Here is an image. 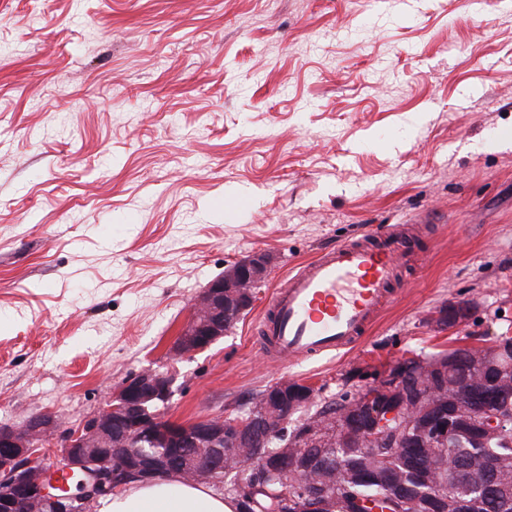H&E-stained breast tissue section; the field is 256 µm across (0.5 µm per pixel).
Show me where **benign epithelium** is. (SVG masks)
<instances>
[{"instance_id": "7a95c632", "label": "benign epithelium", "mask_w": 512, "mask_h": 512, "mask_svg": "<svg viewBox=\"0 0 512 512\" xmlns=\"http://www.w3.org/2000/svg\"><path fill=\"white\" fill-rule=\"evenodd\" d=\"M266 272L256 255L233 263L197 297L191 319L170 353L191 358L219 342L231 329V310H246ZM462 324L465 304L448 305L439 318ZM177 378L146 368L128 377L105 405L74 432L57 436L56 415L40 412L20 427L0 426V512H85L102 494L118 491L184 468L191 481L222 486L224 471L242 448V431L258 443L288 427L298 408L314 402V392L301 383L281 379L252 405L250 417L238 418L228 435V418L218 415L181 423L167 416ZM363 400L365 434L398 442L413 425L407 410V375L394 384L382 375L371 381ZM480 433L489 439L512 434V402H498L477 413ZM58 438L55 460L45 462L35 449Z\"/></svg>"}]
</instances>
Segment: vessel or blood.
<instances>
[{
	"mask_svg": "<svg viewBox=\"0 0 512 512\" xmlns=\"http://www.w3.org/2000/svg\"><path fill=\"white\" fill-rule=\"evenodd\" d=\"M413 251L397 225L337 242L275 289L260 333L274 360L294 362L354 347L388 303L398 267Z\"/></svg>",
	"mask_w": 512,
	"mask_h": 512,
	"instance_id": "vessel-or-blood-1",
	"label": "vessel or blood"
}]
</instances>
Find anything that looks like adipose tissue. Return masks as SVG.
Masks as SVG:
<instances>
[{"label":"adipose tissue","mask_w":512,"mask_h":512,"mask_svg":"<svg viewBox=\"0 0 512 512\" xmlns=\"http://www.w3.org/2000/svg\"><path fill=\"white\" fill-rule=\"evenodd\" d=\"M98 512H236V505L209 487L161 475L101 499Z\"/></svg>","instance_id":"obj_1"}]
</instances>
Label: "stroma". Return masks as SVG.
I'll use <instances>...</instances> for the list:
<instances>
[{
	"label": "stroma",
	"mask_w": 512,
	"mask_h": 512,
	"mask_svg": "<svg viewBox=\"0 0 512 512\" xmlns=\"http://www.w3.org/2000/svg\"><path fill=\"white\" fill-rule=\"evenodd\" d=\"M372 224L416 228L398 297L350 351L264 359L278 280ZM254 254L247 314L171 364ZM508 331L512 0H0V425L77 427L145 368L176 369L171 419L229 416ZM265 272V257L256 255L233 263L224 275L212 280L197 297L190 321L175 339L172 357L192 358L222 340L233 323L231 310L249 308Z\"/></svg>",
	"instance_id": "1"
}]
</instances>
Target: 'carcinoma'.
I'll return each mask as SVG.
<instances>
[{
	"mask_svg": "<svg viewBox=\"0 0 512 512\" xmlns=\"http://www.w3.org/2000/svg\"><path fill=\"white\" fill-rule=\"evenodd\" d=\"M455 353L453 387L438 383L433 370L421 373L414 427L406 445H383L372 459L362 451L364 435L345 427V420L361 405L363 391L342 388L328 400L297 411V417L306 421L323 418L321 429H302L312 433V448L303 456L280 455L276 450L290 438H275L266 448L275 471L250 469L239 476L234 490L238 512H295L288 501L301 493L288 484L289 468L305 477L314 494L303 512H355L358 499L392 512H512V435L484 441L472 417L461 414L462 406L476 408L494 401L500 392L512 396V386L486 369L494 350L465 345ZM452 414L459 419L452 436L432 446L417 434ZM326 460L336 462L338 473L318 487L310 485L318 465Z\"/></svg>",
	"mask_w": 512,
	"mask_h": 512,
	"instance_id": "1",
	"label": "carcinoma"
}]
</instances>
